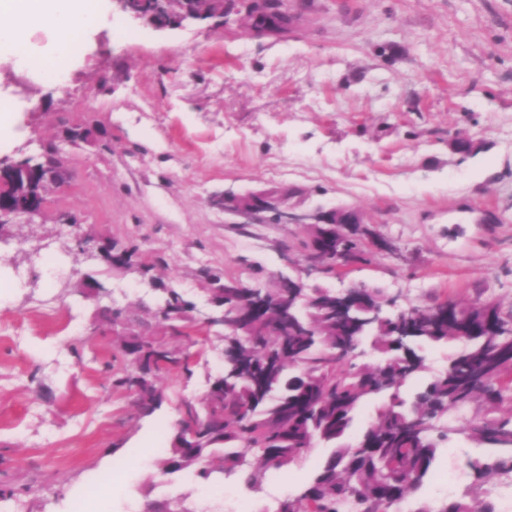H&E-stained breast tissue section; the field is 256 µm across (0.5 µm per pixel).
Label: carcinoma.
Returning <instances> with one entry per match:
<instances>
[{"label": "carcinoma", "instance_id": "obj_1", "mask_svg": "<svg viewBox=\"0 0 512 512\" xmlns=\"http://www.w3.org/2000/svg\"><path fill=\"white\" fill-rule=\"evenodd\" d=\"M151 9L170 20L185 4L151 0ZM209 18L224 14V0H196ZM360 225L340 241V249L362 262ZM104 262L130 267L137 249L108 241ZM200 278L211 298L224 304L232 327L224 329V365L210 381L188 420L200 426L181 446L171 439L158 465L165 472H188L207 480L233 473L257 490L266 469H288L319 441L334 445L314 478L297 495L283 498L277 512H395L393 507L420 490L441 444L454 428L448 411H472L460 432L477 448L493 452L467 457L473 484L433 509L417 512H497L481 491L491 474L512 471V309L476 298L446 299L432 305L410 304L397 317L368 322L364 310L389 300L379 288L358 289L359 311L343 319L330 288H310L307 315L288 313L300 290L282 279L274 288H248L224 281L206 268ZM192 303L173 289L155 317L158 328L175 336L200 332ZM288 318L283 336L271 327ZM370 341L375 363L357 364L345 352L352 341ZM125 363L109 375L113 388L134 392L140 411L149 415L163 402L164 374H192L190 355L163 337L144 334L131 319L120 332ZM453 347L444 371L416 392L407 405L401 388L427 369L423 347ZM383 396L367 424L353 433L354 418L365 400ZM146 512H193L184 501L149 503Z\"/></svg>", "mask_w": 512, "mask_h": 512}]
</instances>
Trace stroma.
<instances>
[{
    "label": "stroma",
    "instance_id": "stroma-1",
    "mask_svg": "<svg viewBox=\"0 0 512 512\" xmlns=\"http://www.w3.org/2000/svg\"><path fill=\"white\" fill-rule=\"evenodd\" d=\"M288 10L296 21L281 38L241 14L219 32L157 30L106 0L62 64L65 92L48 73L18 85L15 61L0 57V98L17 105L0 159L55 146L63 170L41 212L0 234V481L42 486L0 512H142L178 496L193 512H235L222 487L238 477L212 479L204 497L155 465L183 404L200 402L223 365V327L175 338L194 374L163 376V404L144 415L107 380L117 350L98 317L109 305L149 334L165 289L208 306L201 269L252 288L296 275L288 261L302 257L305 228L237 223L225 190L284 185L295 211H358L390 248L319 276L328 287L512 308V0H288ZM459 131L476 155L452 150ZM87 235L136 245L134 266L86 259L75 240ZM46 302L66 328L44 316ZM473 450L449 435L419 506L447 498L454 458ZM329 453L312 448L284 488L269 470L253 512H273ZM122 462L127 485L106 488Z\"/></svg>",
    "mask_w": 512,
    "mask_h": 512
}]
</instances>
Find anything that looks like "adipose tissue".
Here are the masks:
<instances>
[{
    "mask_svg": "<svg viewBox=\"0 0 512 512\" xmlns=\"http://www.w3.org/2000/svg\"><path fill=\"white\" fill-rule=\"evenodd\" d=\"M104 0H0V52L14 55L28 50L31 23H48L52 41L47 56L67 59L81 34L94 27Z\"/></svg>",
    "mask_w": 512,
    "mask_h": 512,
    "instance_id": "adipose-tissue-1",
    "label": "adipose tissue"
}]
</instances>
